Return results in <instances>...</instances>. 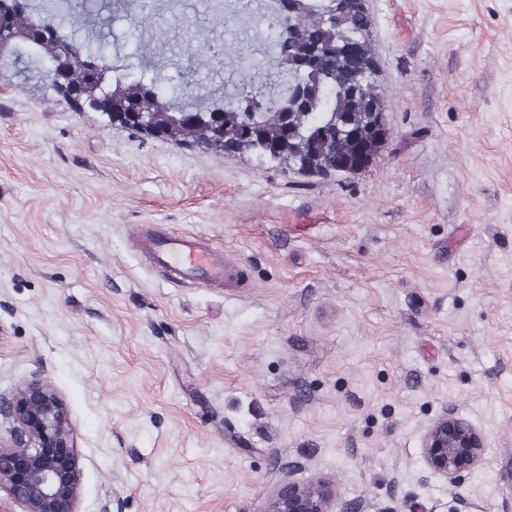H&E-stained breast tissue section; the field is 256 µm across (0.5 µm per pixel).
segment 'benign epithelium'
I'll return each instance as SVG.
<instances>
[{
    "label": "benign epithelium",
    "instance_id": "1",
    "mask_svg": "<svg viewBox=\"0 0 512 512\" xmlns=\"http://www.w3.org/2000/svg\"><path fill=\"white\" fill-rule=\"evenodd\" d=\"M40 11L36 0H0V54L18 41H31L38 36L51 40L57 54L49 66L53 90L69 99L77 108L89 107L106 112L114 124L142 131L154 138L171 134L172 119L167 112H130L126 110L128 97L139 92L131 89L109 100L97 94V78L109 68V60L87 57L76 51L72 41L59 36L57 29L47 27L37 33L15 25L16 16L29 10ZM283 62L288 73L289 92L276 96L279 116L299 121L304 117L303 100L308 92L301 70L293 69L298 59L314 71L324 55L340 61L356 49L353 40L339 48L336 40L319 47L306 44L299 20H289L285 32L280 34ZM82 70L88 79L82 86L73 81V72ZM346 82L352 88L375 86V69L371 59L364 57L357 69L344 70ZM240 108L233 99L224 98V109L210 113L201 120L205 128L197 143L210 147L224 141ZM376 142L385 144L388 136L383 112L373 111L367 124ZM271 155L288 166L308 171L310 166L299 159L296 152L283 139L271 149ZM0 416L10 420V441H0V485L5 484L13 497L24 507V512H75L81 483L77 465L74 433L67 411L60 398L44 381L33 378L7 400L0 399ZM422 456L426 466L451 486L459 485L465 476L477 468L484 459L486 438L481 429L461 417L451 404L429 423L421 438ZM264 512H347L340 502L336 486L325 480L299 483L288 479L280 484L269 498Z\"/></svg>",
    "mask_w": 512,
    "mask_h": 512
}]
</instances>
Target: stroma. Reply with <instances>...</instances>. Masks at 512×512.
<instances>
[{
  "mask_svg": "<svg viewBox=\"0 0 512 512\" xmlns=\"http://www.w3.org/2000/svg\"><path fill=\"white\" fill-rule=\"evenodd\" d=\"M389 140L308 175L157 139L0 78V395L64 403L76 512H264L285 472L349 512H512V0H365ZM119 57L167 31L180 69L264 75L222 0L115 18ZM159 225L220 246L228 292L150 267ZM487 451L457 487L421 456L444 405Z\"/></svg>",
  "mask_w": 512,
  "mask_h": 512,
  "instance_id": "1",
  "label": "stroma"
}]
</instances>
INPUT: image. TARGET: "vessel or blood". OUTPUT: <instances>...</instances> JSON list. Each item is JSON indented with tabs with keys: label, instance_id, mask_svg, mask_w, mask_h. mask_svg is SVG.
I'll return each mask as SVG.
<instances>
[{
	"label": "vessel or blood",
	"instance_id": "1",
	"mask_svg": "<svg viewBox=\"0 0 512 512\" xmlns=\"http://www.w3.org/2000/svg\"><path fill=\"white\" fill-rule=\"evenodd\" d=\"M149 262L174 281L189 280L238 288L240 269L209 239L194 233L150 232L141 240Z\"/></svg>",
	"mask_w": 512,
	"mask_h": 512
}]
</instances>
